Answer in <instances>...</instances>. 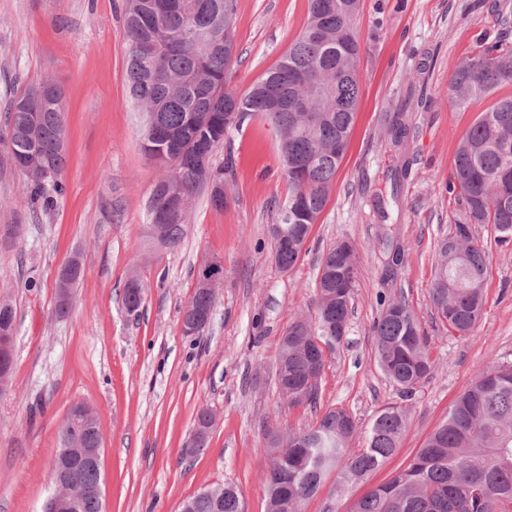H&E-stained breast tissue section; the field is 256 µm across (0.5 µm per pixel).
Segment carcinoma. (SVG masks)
Masks as SVG:
<instances>
[{
  "mask_svg": "<svg viewBox=\"0 0 512 512\" xmlns=\"http://www.w3.org/2000/svg\"><path fill=\"white\" fill-rule=\"evenodd\" d=\"M308 2L303 32L277 65L240 95L231 75L235 0H124L128 90L144 121L142 148L167 170L164 179L183 188L179 198L167 203L161 195L149 197L147 221L155 246L177 247L191 202L201 194L213 196L217 181L229 185L232 157L217 167L211 157L240 128L224 124V113L234 109L241 113V122L258 117L279 136L282 172L291 192L276 218L288 244H273L274 262L287 272L299 260L346 151L360 95L357 66L362 51L354 13L346 7L356 0ZM193 26L206 28L203 41L185 38ZM151 42L163 46L161 54L141 53ZM338 70L349 76L344 109L314 93ZM505 82H512V51L484 42L455 72L451 91L465 103ZM38 85L46 90L44 98H32L30 83L11 101L0 144L15 161L31 144L37 145L54 175L33 180V196L48 204L66 191L61 180L64 152L58 145L63 91L47 78ZM291 89L301 94L307 109L282 110L278 93ZM448 194L457 198L463 214L437 241L431 302L442 325L463 336L475 328L486 303L487 253L477 243L473 225L491 224L498 243L512 242V206L502 204L505 198L512 202V97L498 100L463 135ZM356 278L352 244L340 241L323 254L314 322L298 320L280 338L276 378L289 404L317 406L319 383L308 382L313 376L321 379L326 362L314 356L321 355L322 344L331 353L343 342ZM142 301V285L132 277L124 288L127 312L136 313ZM214 303L215 295L199 287L189 301L204 310ZM380 306L373 325L375 361L409 398L433 370L429 340L409 303L383 298ZM407 424L406 407H386L366 431L364 447L354 453L349 443L358 425L339 407L284 437L267 434V512H298L330 470L338 471L343 485L361 481L387 463ZM74 478L81 485L103 484L102 473L83 467L75 469ZM187 502L189 512H243L241 493L230 484L199 492ZM351 512H512V361L484 369L454 400L446 420L412 461L358 499Z\"/></svg>",
  "mask_w": 512,
  "mask_h": 512,
  "instance_id": "1",
  "label": "carcinoma"
}]
</instances>
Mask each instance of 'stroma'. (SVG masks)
<instances>
[{
	"label": "stroma",
	"instance_id": "stroma-1",
	"mask_svg": "<svg viewBox=\"0 0 512 512\" xmlns=\"http://www.w3.org/2000/svg\"><path fill=\"white\" fill-rule=\"evenodd\" d=\"M235 6L233 83L244 94L302 33L308 0ZM354 26L363 52L347 153L297 264L283 272L269 229L288 184L267 123L231 131L213 154L214 163L234 162L232 203L218 210L197 197L182 244L148 250L146 206L163 172L140 147L121 0H0V130L14 95L47 76L64 91L67 150L66 192L44 208L0 149V302L16 313L15 363L0 388V512H42L60 430L77 402L100 424L107 512H179L184 500L227 483L239 487L244 512H266L267 433L308 426L332 407L364 432L382 408L404 403L407 429L382 468L342 492L328 473L301 505L350 512L410 461L482 370L512 360V243L498 244L491 225L475 229L488 254L475 329L449 333L430 301L435 243L462 211L447 191L455 152L480 113L512 96L505 83L458 105L451 79L481 42L512 49V0H360ZM399 122L408 135L398 143ZM341 240L358 256L348 333L327 358L318 408L292 407L276 382L279 340L292 322L314 319L321 257ZM394 246L402 262L386 282ZM74 255L84 276L60 317L57 273ZM209 259L223 262L224 282L209 324L189 336L182 311ZM133 275L145 289L135 316L122 302ZM384 297L405 299L430 339L435 367L406 401L374 360ZM204 406L216 423L190 455Z\"/></svg>",
	"mask_w": 512,
	"mask_h": 512
}]
</instances>
